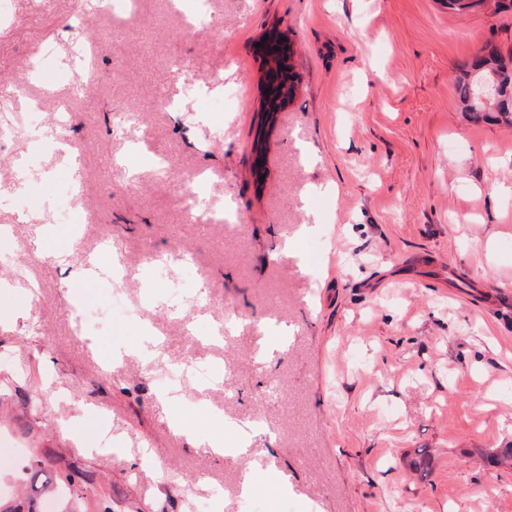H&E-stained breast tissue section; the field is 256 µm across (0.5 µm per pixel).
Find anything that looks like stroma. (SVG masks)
I'll use <instances>...</instances> for the list:
<instances>
[{"mask_svg":"<svg viewBox=\"0 0 512 512\" xmlns=\"http://www.w3.org/2000/svg\"><path fill=\"white\" fill-rule=\"evenodd\" d=\"M11 4L0 73L23 87L10 112L39 103L43 137L0 142V438L18 459L0 496L53 457L92 477L90 510L103 492L113 512H512V467L484 461L512 443V125L470 121L455 93L486 46L512 54V11L209 0L191 33V0H130L129 24L88 0ZM83 14L98 48L75 96ZM272 33L294 94L266 120L256 45ZM63 111L77 196L52 148ZM189 172L204 178L191 215L174 188ZM228 209L238 223H218ZM60 249L68 265L44 261ZM87 256L120 259L123 278L83 336L69 310ZM192 361L230 378L163 396L160 377Z\"/></svg>","mask_w":512,"mask_h":512,"instance_id":"35a3bbf8","label":"stroma"}]
</instances>
